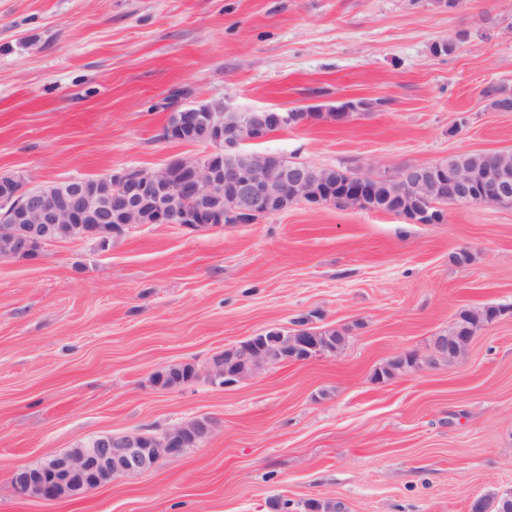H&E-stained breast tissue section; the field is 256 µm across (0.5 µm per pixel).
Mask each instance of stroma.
I'll return each mask as SVG.
<instances>
[{
	"label": "stroma",
	"mask_w": 512,
	"mask_h": 512,
	"mask_svg": "<svg viewBox=\"0 0 512 512\" xmlns=\"http://www.w3.org/2000/svg\"><path fill=\"white\" fill-rule=\"evenodd\" d=\"M440 41L453 52L434 54ZM489 85L512 94V0H0V175L49 184L202 155L162 136L177 90L242 112L363 102L255 145L355 174L512 151ZM442 210L416 224L298 204L0 257V512H468L512 493V206ZM484 306L503 313L461 360L377 379ZM302 320L344 331L342 353L211 381L225 347ZM184 364L196 379L156 386ZM197 418L211 435L148 473L57 501L13 486L92 438Z\"/></svg>",
	"instance_id": "35a3bbf8"
}]
</instances>
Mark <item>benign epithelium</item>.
I'll list each match as a JSON object with an SVG mask.
<instances>
[{"mask_svg":"<svg viewBox=\"0 0 512 512\" xmlns=\"http://www.w3.org/2000/svg\"><path fill=\"white\" fill-rule=\"evenodd\" d=\"M348 112H284L272 108L238 112L222 101L188 104L175 111V120L162 137L179 141L184 132L207 147L201 156L178 157L158 169L121 168L96 181L72 179L58 194L40 184L0 180V256L34 260L65 232L71 238L107 241L133 224L151 217L155 224H179L199 231L210 222L255 214L283 212L299 203L334 201L333 187L322 181L312 187L309 170L281 166L279 155L253 152L248 161L224 163L227 154H243L245 145L289 127L322 121L342 123ZM356 183L340 198L343 205L361 208L368 187L383 179L403 184L417 200L410 220L428 222L435 195L470 203L505 206L512 202V164L491 163L480 175L462 167L407 165L396 171L354 176ZM472 326L453 321L435 338L431 355L400 356L384 369L453 364L471 344ZM342 351L336 344L306 330L271 329L224 348L211 365L210 378L222 386L249 380L285 362H303ZM212 432L206 420L194 419L160 435L145 432L104 435L13 475L17 492L55 500L80 494L118 478L145 473L164 458L182 455L184 447Z\"/></svg>","mask_w":512,"mask_h":512,"instance_id":"7a95c632","label":"benign epithelium"}]
</instances>
